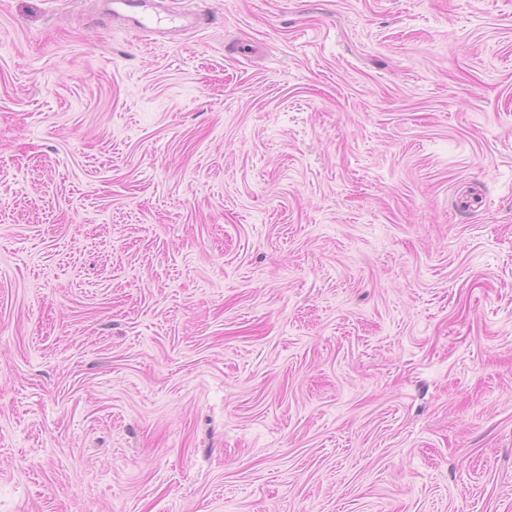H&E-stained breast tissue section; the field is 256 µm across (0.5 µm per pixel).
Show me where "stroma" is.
<instances>
[{"instance_id": "35a3bbf8", "label": "stroma", "mask_w": 512, "mask_h": 512, "mask_svg": "<svg viewBox=\"0 0 512 512\" xmlns=\"http://www.w3.org/2000/svg\"><path fill=\"white\" fill-rule=\"evenodd\" d=\"M0 0V512H512V0ZM158 0H109L108 10L112 18L122 17L132 28L155 31L164 28L179 30L195 25L200 18L188 13L159 12L153 5ZM165 13V16L161 14ZM165 25L166 27H162Z\"/></svg>"}]
</instances>
